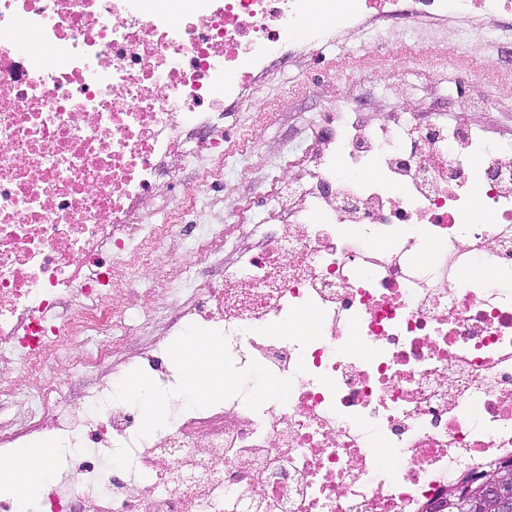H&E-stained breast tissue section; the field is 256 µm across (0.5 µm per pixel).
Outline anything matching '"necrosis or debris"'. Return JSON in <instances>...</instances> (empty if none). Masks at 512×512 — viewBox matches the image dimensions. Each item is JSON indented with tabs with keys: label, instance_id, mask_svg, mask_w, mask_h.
<instances>
[{
	"label": "necrosis or debris",
	"instance_id": "obj_1",
	"mask_svg": "<svg viewBox=\"0 0 512 512\" xmlns=\"http://www.w3.org/2000/svg\"><path fill=\"white\" fill-rule=\"evenodd\" d=\"M511 16L512 0H0V400L18 406L0 453L65 450L29 512H425L512 461V287L468 277L512 269V155L465 118L495 98L465 43L380 42L357 67L455 57L458 115L337 107L269 174L288 191L276 224L247 206L201 223L249 151L215 118L264 115L260 84L298 52ZM205 150L186 208L137 223ZM200 328L287 394L228 390L141 438L116 381L132 365L179 385L172 341ZM85 371L98 385L71 398Z\"/></svg>",
	"mask_w": 512,
	"mask_h": 512
}]
</instances>
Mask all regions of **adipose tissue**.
<instances>
[{
	"label": "adipose tissue",
	"instance_id": "ef3b65f1",
	"mask_svg": "<svg viewBox=\"0 0 512 512\" xmlns=\"http://www.w3.org/2000/svg\"><path fill=\"white\" fill-rule=\"evenodd\" d=\"M187 376L194 387L208 397L223 396L231 381L224 375V363L214 339L195 336L181 348ZM48 455L44 448H25L16 458H0V490L12 491L28 473L40 472Z\"/></svg>",
	"mask_w": 512,
	"mask_h": 512
}]
</instances>
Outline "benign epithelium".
I'll use <instances>...</instances> for the list:
<instances>
[{"label":"benign epithelium","instance_id":"obj_1","mask_svg":"<svg viewBox=\"0 0 512 512\" xmlns=\"http://www.w3.org/2000/svg\"><path fill=\"white\" fill-rule=\"evenodd\" d=\"M495 504L496 512H512V465L506 463L493 471L484 472L470 479L464 486L448 490V498H439L426 505L428 512H451L463 504L476 510L483 501Z\"/></svg>","mask_w":512,"mask_h":512}]
</instances>
